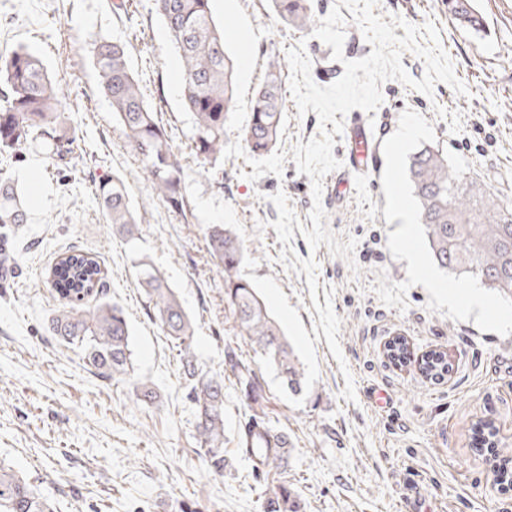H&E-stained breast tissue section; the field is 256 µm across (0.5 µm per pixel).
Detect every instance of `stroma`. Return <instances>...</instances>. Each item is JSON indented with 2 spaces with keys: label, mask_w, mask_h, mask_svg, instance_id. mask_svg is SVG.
<instances>
[{
  "label": "stroma",
  "mask_w": 512,
  "mask_h": 512,
  "mask_svg": "<svg viewBox=\"0 0 512 512\" xmlns=\"http://www.w3.org/2000/svg\"><path fill=\"white\" fill-rule=\"evenodd\" d=\"M481 30L458 25L448 0H379L378 14L410 23L434 21L440 45L466 87L457 94L436 83L432 95L397 80L382 84V103L349 117L373 132L374 165L345 161L347 141L335 136L341 168L323 180L322 205L340 242L356 239L352 260L327 245L311 250L302 234L291 248L314 258L319 292H332L341 317L343 361L326 340L315 344L319 375L302 407L275 394L259 356L238 334L224 300V283L211 261L205 229L232 227L243 247L242 271L273 277L297 308L305 329L318 314L305 275L280 260L283 245L271 228L278 212L269 197L284 192L300 220L311 208V181L297 171L291 146L317 135L315 112L299 115L287 101L281 135L267 154L250 155L242 139L252 98L272 56L304 46L315 83L339 79L344 67L332 50L287 25L269 0H213L217 23L235 61L236 107L224 136L223 187L212 174L190 167L185 194L194 219L184 224L151 198L142 165L97 91L90 45L98 38L130 42L132 70L162 108V121L185 147L190 118L180 104V59L152 0H0V55L24 49L39 56L49 75L74 101L66 115L77 129L80 161L66 181L41 146L31 145L13 175L30 220L4 231L0 258L11 273L0 278V463L48 497L56 512H264L266 487L287 483L300 512H512V488L497 484L495 457L476 451L473 427L492 421L499 448L512 449V299L487 293L485 312L449 303L447 284L472 277L438 268L420 222L404 226L394 199L416 208L408 180L412 153L430 145L469 180L512 204V0H474ZM420 134L402 141L407 124ZM118 177L135 210L145 213L137 239L109 224L95 184ZM347 185L331 192L333 182ZM265 229H258V222ZM77 246L96 253L108 296L127 318L133 371L108 379L90 371L80 353L60 347L48 331L57 303L42 270ZM162 271L195 323L190 348L165 336L138 282V267ZM404 336L412 362L389 361L384 346ZM446 353L444 379L423 378L417 356ZM224 379V475L212 473L195 438L191 384L183 354ZM249 372L237 376L235 363ZM353 379L356 399L342 392ZM156 397L145 403L136 388ZM258 402H251L248 386ZM253 418L288 435V464L256 470L239 444Z\"/></svg>",
  "instance_id": "stroma-1"
}]
</instances>
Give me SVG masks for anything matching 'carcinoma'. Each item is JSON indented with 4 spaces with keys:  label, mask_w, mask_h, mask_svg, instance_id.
Masks as SVG:
<instances>
[{
    "label": "carcinoma",
    "mask_w": 512,
    "mask_h": 512,
    "mask_svg": "<svg viewBox=\"0 0 512 512\" xmlns=\"http://www.w3.org/2000/svg\"><path fill=\"white\" fill-rule=\"evenodd\" d=\"M212 0H153L181 60L182 109L191 118L189 153L177 148L158 119L156 103L133 74L130 45L96 40L92 57L98 89L111 103L112 120L142 163L151 197L166 203L183 223L193 216L185 195L188 161L208 172L224 156V133L234 111V63L224 30L216 23ZM455 21L474 30L482 18L461 0H448ZM276 14L300 30L316 23L308 0H271ZM285 58L274 57L257 88L242 138L257 155L275 145L285 108L283 76ZM70 100L54 82L42 60L25 50L0 56V154L18 166L26 160L27 146L38 143L58 173L72 166L79 135L64 126ZM408 178L416 198L421 223L437 265L453 274L471 275L501 298H512V207L467 182L448 164V153L431 146L413 153ZM96 195L106 218L128 235L139 219L125 184L118 178L98 182ZM28 214L12 177L0 171V224H25ZM205 236L209 254L224 281V298L236 319L239 334L261 355H270L284 387L302 391L304 374L299 358L287 342L264 301L241 274L243 253L239 236L222 224H210ZM98 256L72 248L51 265L47 280L59 300L50 332L67 347L84 354L86 365L106 378L123 375L132 365L130 331L123 311L104 292ZM147 302L163 331L184 349L195 335V323L157 268L139 270ZM183 374L192 386L196 406V439L204 450L209 470L224 474V380L199 370L193 357L181 359ZM425 378L448 373L445 353L430 351L420 366ZM289 450L271 441L253 449L265 465L287 463ZM266 512H298L288 485L268 489ZM0 512H53L50 503L36 494L27 481L0 464Z\"/></svg>",
    "instance_id": "cac0c4a2"
}]
</instances>
